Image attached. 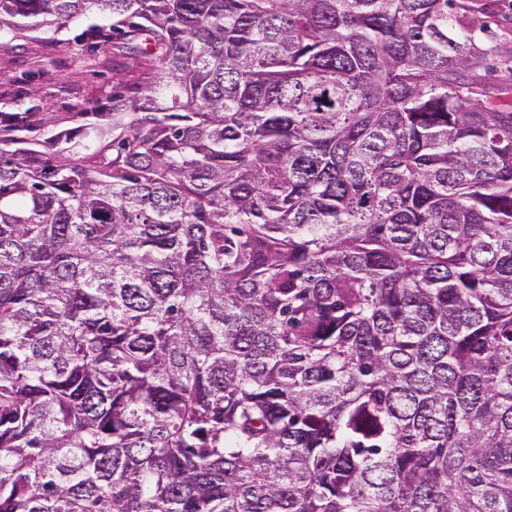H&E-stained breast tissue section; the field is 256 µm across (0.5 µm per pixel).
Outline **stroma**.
Instances as JSON below:
<instances>
[{
    "instance_id": "obj_1",
    "label": "stroma",
    "mask_w": 512,
    "mask_h": 512,
    "mask_svg": "<svg viewBox=\"0 0 512 512\" xmlns=\"http://www.w3.org/2000/svg\"><path fill=\"white\" fill-rule=\"evenodd\" d=\"M112 19L96 11L43 27L28 36L0 32V111L28 112L22 139L50 157L77 159L112 139V122L130 123L138 99L139 65L113 57L111 44L90 50L86 30L109 27ZM126 109L113 113L112 99Z\"/></svg>"
}]
</instances>
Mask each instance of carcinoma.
Here are the masks:
<instances>
[{
  "instance_id": "1",
  "label": "carcinoma",
  "mask_w": 512,
  "mask_h": 512,
  "mask_svg": "<svg viewBox=\"0 0 512 512\" xmlns=\"http://www.w3.org/2000/svg\"><path fill=\"white\" fill-rule=\"evenodd\" d=\"M146 78L0 140V512H512V109L472 0H0ZM492 63L496 71L491 74L488 81L497 90L490 94L488 101L495 106L510 107L512 105V62L497 58Z\"/></svg>"
}]
</instances>
